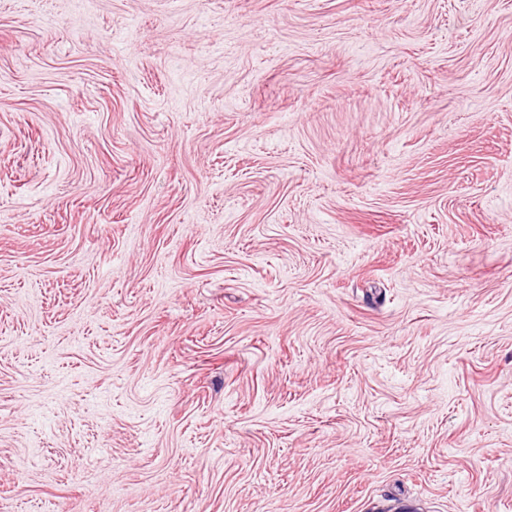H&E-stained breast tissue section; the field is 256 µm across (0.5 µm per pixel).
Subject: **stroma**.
<instances>
[{
    "label": "stroma",
    "mask_w": 512,
    "mask_h": 512,
    "mask_svg": "<svg viewBox=\"0 0 512 512\" xmlns=\"http://www.w3.org/2000/svg\"><path fill=\"white\" fill-rule=\"evenodd\" d=\"M512 512V0H0V512Z\"/></svg>",
    "instance_id": "obj_1"
}]
</instances>
